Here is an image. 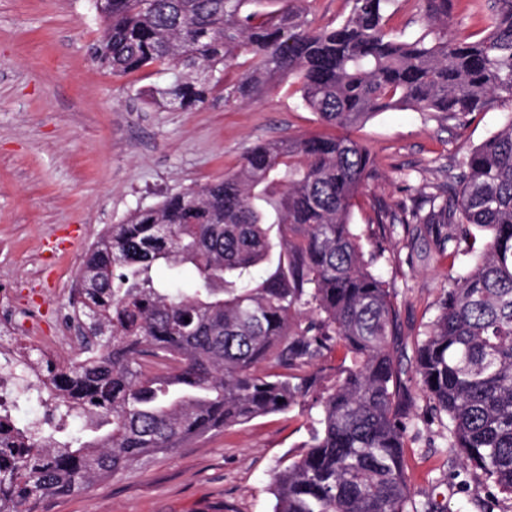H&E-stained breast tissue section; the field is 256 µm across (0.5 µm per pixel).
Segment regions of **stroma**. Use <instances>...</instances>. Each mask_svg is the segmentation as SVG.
Instances as JSON below:
<instances>
[{
	"instance_id": "35a3bbf8",
	"label": "stroma",
	"mask_w": 512,
	"mask_h": 512,
	"mask_svg": "<svg viewBox=\"0 0 512 512\" xmlns=\"http://www.w3.org/2000/svg\"><path fill=\"white\" fill-rule=\"evenodd\" d=\"M100 19L93 0H0V283L15 302L41 310L43 336L28 347L60 359L77 343L56 340L70 305L58 281L75 282L90 245L111 224L187 187L223 178L245 151L278 137L322 132L287 81L254 101L225 102L215 87L192 111L151 105L167 74L125 75L94 56ZM503 109L469 121L434 112H381L351 135L375 160L356 197L353 222L365 250L383 247L381 273L400 311L410 369L416 343L439 313L459 267L440 258L424 225H374V208L426 211L435 193L456 190L459 163L497 132ZM416 395L405 437L413 499L464 505L465 512H512L475 493L446 417ZM308 408L261 417L150 457L85 492L47 501L41 512H274L272 477L304 451Z\"/></svg>"
}]
</instances>
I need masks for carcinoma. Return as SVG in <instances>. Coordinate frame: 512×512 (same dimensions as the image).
Returning a JSON list of instances; mask_svg holds the SVG:
<instances>
[{
  "mask_svg": "<svg viewBox=\"0 0 512 512\" xmlns=\"http://www.w3.org/2000/svg\"><path fill=\"white\" fill-rule=\"evenodd\" d=\"M309 0H94V48L114 74L163 66L167 107L204 104L233 64L226 100L288 76L318 121L348 130L379 112L475 116L503 127L461 164L458 193L423 223L462 273L415 350L412 374L448 417V447L512 499V0H468L482 29L448 34V0H415L421 33L390 22L400 0H347L336 24ZM373 160L350 135L259 143L221 180L105 228L80 274L72 319L84 350L54 362L51 429L0 415V512H39L143 458L206 434L316 411L306 451L274 479L275 512H450L412 499L404 468L407 379L399 310L365 253L352 200ZM488 234L475 247L472 230ZM165 264L170 281H154ZM342 346L349 362L324 360ZM82 422L60 442L54 430Z\"/></svg>",
  "mask_w": 512,
  "mask_h": 512,
  "instance_id": "obj_1",
  "label": "carcinoma"
}]
</instances>
